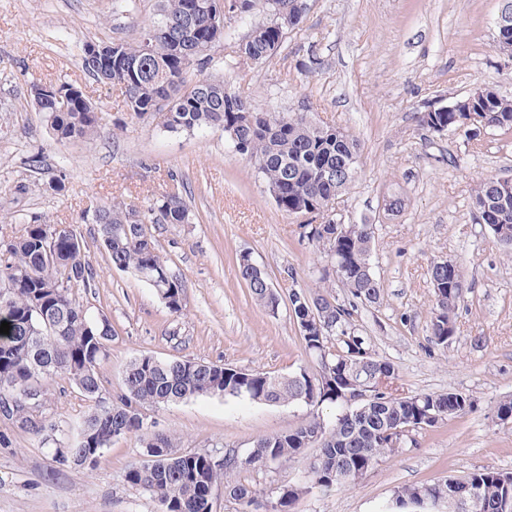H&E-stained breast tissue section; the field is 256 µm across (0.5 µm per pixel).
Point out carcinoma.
Returning <instances> with one entry per match:
<instances>
[{"instance_id": "cac0c4a2", "label": "carcinoma", "mask_w": 512, "mask_h": 512, "mask_svg": "<svg viewBox=\"0 0 512 512\" xmlns=\"http://www.w3.org/2000/svg\"><path fill=\"white\" fill-rule=\"evenodd\" d=\"M296 0H241L238 16L264 12L276 16L272 25L255 28L239 53L263 62L281 47L285 29L294 28L302 16L293 15ZM225 0H160L159 8L130 41L111 42L112 65L103 66L81 52V65L102 83L124 88L130 112L145 119L157 112L169 114V132L194 133L219 129L234 150L252 161L268 188L278 191L277 206L285 213L320 216V204L346 191L357 173L359 143L337 127L321 126L302 112H257L231 92L224 81L189 79L193 62L204 65L209 51L226 35ZM57 141L87 138L99 128L96 106L83 94L68 104L31 95ZM418 124L431 134L445 124L448 129L471 131L481 124L488 129L512 130V97L493 87L468 112H421ZM477 219L489 226L498 240L512 248V191L500 179L482 178L473 189ZM97 234L112 267L129 271L147 283L173 313L183 309V285L170 273L156 251L150 224H188L191 213L179 189H174L146 212L121 202L99 208ZM310 238L322 245L338 281L347 289L346 303L325 287L309 292L311 304L301 303L303 292L290 301L296 324L314 312L320 327L303 337L315 358L317 373L299 370L287 375L251 371L240 377L222 365L190 358L160 360L142 354L127 365L124 391L111 401L103 397L97 372L108 355L112 327L93 323L83 305L94 281L82 239L66 225L46 221L26 226L24 232L0 241V284H9L0 295V323L10 325L0 334V395L13 399L12 423L54 446L57 459L89 471L110 448L114 438L135 434L147 459L131 464L124 480L147 494L156 512H209V495L217 484L238 501L240 512H269V502L240 483L238 475L250 468L282 465L312 444L305 438L321 434L318 452L300 481L277 491V512L317 489L323 493L349 486L363 477L380 459L418 446L420 430L413 428L428 413L443 421L467 414L472 398L460 391L403 396L380 385L383 377L396 379L397 369L386 358L372 353L366 339L354 329L358 305L377 304L380 283L370 260L372 225L348 224L346 231L325 221L311 226ZM239 277L259 304L273 310L277 296L270 292L265 273L250 257L238 259ZM433 288L430 340L446 347L456 333V315L463 296L460 266L448 259L434 262L428 271ZM64 381L76 388L90 407L78 424L76 435L52 423L34 422L49 407V383ZM366 392L370 398L348 405V395ZM220 396L258 404L302 403L310 415L285 433L255 438L248 448L224 447L217 460L209 452L177 453L176 439L159 433L140 419L138 408H159L192 398ZM322 406L336 407L335 420L327 424ZM412 427L398 437L395 429ZM465 480L477 488V512H512V475L492 467L477 469ZM457 478L403 486L382 505L380 512H433V505L448 502L449 485Z\"/></svg>"}]
</instances>
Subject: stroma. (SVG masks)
Wrapping results in <instances>:
<instances>
[{
	"label": "stroma",
	"instance_id": "35a3bbf8",
	"mask_svg": "<svg viewBox=\"0 0 512 512\" xmlns=\"http://www.w3.org/2000/svg\"><path fill=\"white\" fill-rule=\"evenodd\" d=\"M0 0V238L21 235L34 218L68 224L87 245L95 272L83 298L92 318L112 326L109 355L99 367L107 396L123 391L134 358H191L285 374L315 365L293 322L290 296L327 281L346 290L309 237L304 218L282 212L257 169L222 132L172 133L159 115L133 118L121 86L85 74L79 46L136 37L158 0ZM501 0H307L300 24L281 49L255 63L239 57L251 30L269 22L257 13L228 19L230 32L211 50L212 64L190 79L224 80L259 112H305L316 123L357 136L358 175L339 195L330 218L373 227L371 261L382 288L379 304L360 306L354 323L373 353L395 364L399 393H466L474 408L427 429L419 445L379 461L362 479L303 496L290 512H378L403 486L483 467L512 473V428L498 425L494 404L512 396V249L478 222L472 188L485 177L512 178V132L430 134L417 113L486 85L512 94V63L495 47ZM69 81L100 109L97 134L60 143L30 103L32 83ZM40 156L44 168L29 165ZM64 183L49 187L50 175ZM179 188L189 224L149 231L171 273L184 285L181 313L153 288L112 267L97 240L92 207L119 198L140 211ZM398 208H390L392 200ZM249 254L279 299L258 305L237 272ZM440 259L462 267L465 294L448 348L429 338L433 302L428 269ZM49 413L78 420L88 403L68 383L50 387ZM302 404H257L199 397L149 409L157 431L182 452L229 443L245 448L258 436L304 421ZM314 448L288 463L239 474L270 494L297 482ZM137 437L114 440L90 475L60 464L53 448L0 417V512H156L123 479L143 460Z\"/></svg>",
	"mask_w": 512,
	"mask_h": 512
}]
</instances>
